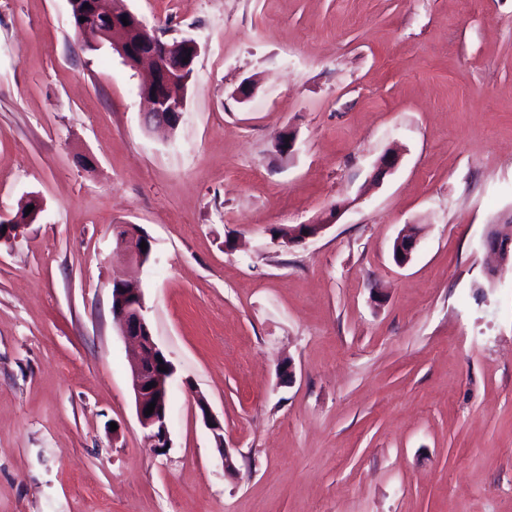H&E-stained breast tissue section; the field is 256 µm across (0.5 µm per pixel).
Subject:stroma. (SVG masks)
Listing matches in <instances>:
<instances>
[{"label":"stroma","mask_w":512,"mask_h":512,"mask_svg":"<svg viewBox=\"0 0 512 512\" xmlns=\"http://www.w3.org/2000/svg\"><path fill=\"white\" fill-rule=\"evenodd\" d=\"M122 5L198 44L174 131L67 0H0V214L44 204L0 242V512H512V267L484 245L512 222V0ZM118 224L153 241L162 455L112 318ZM418 244V235L416 227L413 224H407L404 229L398 234L393 244V260L396 264L403 266L407 264ZM401 252V256H398Z\"/></svg>","instance_id":"35a3bbf8"}]
</instances>
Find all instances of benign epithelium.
I'll list each match as a JSON object with an SVG mask.
<instances>
[{
    "mask_svg": "<svg viewBox=\"0 0 512 512\" xmlns=\"http://www.w3.org/2000/svg\"><path fill=\"white\" fill-rule=\"evenodd\" d=\"M96 13L106 16L109 25L95 27L83 39L87 43L112 41V50L134 65L146 63L149 74L140 86V95L149 109L146 124L175 129L186 107L188 71L193 68L198 45L191 38L165 41L130 11L114 5V0H95ZM128 23H123L122 18ZM330 221L301 224L287 229L285 244L301 243L316 236ZM147 242L141 248V242ZM418 244L416 227L408 224L393 244V260L407 264ZM485 245L502 263L512 257V238L498 232L486 237ZM116 247L123 252L134 271L142 269L153 251V241L144 233L116 236ZM112 318L119 334L132 346L131 386L135 398L136 416L155 447L163 451L170 446L167 425V392L172 376L171 362L157 347L145 317L142 289L137 278L127 275L112 282ZM155 403L152 414L147 415L148 404ZM204 424L211 430L218 447H224L223 426L212 413L207 402L197 401Z\"/></svg>",
    "mask_w": 512,
    "mask_h": 512,
    "instance_id": "1",
    "label": "benign epithelium"
}]
</instances>
